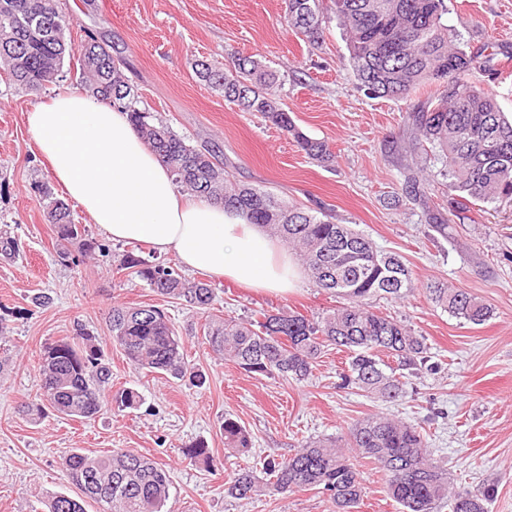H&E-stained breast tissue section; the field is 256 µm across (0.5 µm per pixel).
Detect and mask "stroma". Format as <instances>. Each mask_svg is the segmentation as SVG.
Here are the masks:
<instances>
[{
	"label": "stroma",
	"mask_w": 512,
	"mask_h": 512,
	"mask_svg": "<svg viewBox=\"0 0 512 512\" xmlns=\"http://www.w3.org/2000/svg\"><path fill=\"white\" fill-rule=\"evenodd\" d=\"M447 25L457 44L475 50L495 44L498 56L478 62L469 79L491 92L512 117V0H447ZM70 17L73 51L62 78L38 93L0 78V232L20 242L12 260L0 259V512H47L55 494L77 497L60 470L72 450H136L165 464L169 512H336L328 495L312 488L288 496L250 500L228 496L234 474L263 477V464L294 454L306 442L348 440L351 427L385 412L421 426L433 461L454 488H490L488 512H512V203L456 206L448 178L432 155L414 150L408 115L427 97H367L348 63L336 20L317 41L290 27L285 0H59ZM111 46L147 108L192 142H218L224 167L237 182L272 191L284 201L325 212L333 222L362 231L381 250L401 255L416 285L401 300L379 298L373 309L424 337L426 362L404 377L403 396L383 403L357 389L341 388L348 354L326 350L309 378L297 382L253 375L215 359L203 342L207 316L240 318L287 308L316 316L341 306L335 294L301 275L285 296L213 280L209 314L162 297L138 277L121 271L128 252L152 253L149 243L115 242L71 203L76 223L101 244L60 264L57 240L37 191L54 185L38 155L26 114L58 92L75 87L80 73L75 46L87 34ZM257 55L281 79L279 93L296 125L327 143L335 155L323 167L299 151L292 136L257 113L226 105L195 77L198 59L231 62ZM420 181L407 193L408 178ZM448 225L447 235L433 229ZM442 283L480 298L493 314L474 325L437 306L426 287ZM38 295L48 306L35 305ZM163 309L185 340L190 365L206 376L203 386L136 369L111 339L113 302ZM96 336L112 370V388L136 389L135 410L108 405L92 419L22 416L21 402L39 392V360L46 344L73 335ZM232 416L250 432L254 447L239 455L224 447L220 427ZM205 442L212 466L190 462L185 448ZM366 492L353 512H403L384 488L377 464L355 458Z\"/></svg>",
	"instance_id": "stroma-1"
}]
</instances>
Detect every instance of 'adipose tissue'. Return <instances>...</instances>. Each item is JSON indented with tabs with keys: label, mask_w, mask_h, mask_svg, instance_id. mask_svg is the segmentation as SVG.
<instances>
[{
	"label": "adipose tissue",
	"mask_w": 512,
	"mask_h": 512,
	"mask_svg": "<svg viewBox=\"0 0 512 512\" xmlns=\"http://www.w3.org/2000/svg\"><path fill=\"white\" fill-rule=\"evenodd\" d=\"M26 121L55 182L110 239L150 243L186 269L259 292L285 296L294 288L301 270L291 254L223 204L185 201L128 113L67 92Z\"/></svg>",
	"instance_id": "ef3b65f1"
}]
</instances>
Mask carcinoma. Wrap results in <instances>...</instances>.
Here are the masks:
<instances>
[{"label":"carcinoma","instance_id":"cac0c4a2","mask_svg":"<svg viewBox=\"0 0 512 512\" xmlns=\"http://www.w3.org/2000/svg\"><path fill=\"white\" fill-rule=\"evenodd\" d=\"M333 14L346 36L352 73L373 98L400 99L428 83L440 94L409 115L415 144L428 147L448 167V190L465 203L512 200V121L491 93L467 75L476 56L453 43L443 23L446 0H286L288 24L310 40L319 38L327 14ZM70 22L57 0H0V69L6 79L28 91H39L59 78L68 49ZM79 86L94 98L114 100L130 117L145 142L166 162L175 183L187 193L219 201L251 224H259L295 251L316 287L346 300L317 319L285 308L263 311L259 318H211L204 339L212 352L250 374L301 381L307 378L324 349L344 347L351 353L342 385L391 402L404 393L403 371L424 363L421 336L392 316L372 309L371 300L386 295L402 299L414 291L401 256L379 250L371 239L327 215L290 205L271 192L234 182L224 168L219 148L194 144L157 114L141 105L140 96L114 59L111 47L92 35L80 45ZM193 72L201 83L222 94L242 112L262 118L293 136L311 160L330 165L328 145L302 133L279 95L280 80L262 60L240 56L233 68L218 60L197 59ZM48 222L60 248L57 261L71 260L68 245L78 242L86 254L99 244L75 224L69 204L44 192ZM19 254L16 238L0 235V256ZM120 270L144 280L158 294L181 300L207 313L214 299L212 285L188 280L174 266L129 252ZM427 291L453 316L480 325L491 308L458 288L430 286ZM112 342L136 367L149 372L186 376L203 383L201 373L184 359L180 336L164 311L155 306L112 305ZM393 358L385 362L381 355ZM39 402L25 406L29 415L52 410L61 415L91 418L106 401L112 373L103 363L96 337L79 328L75 335L47 345L41 353ZM121 408L135 409L141 397L124 389L115 397ZM224 447L242 455L252 437L232 417L222 424ZM349 447L377 463L388 495L404 512H434L446 500L450 512H486L487 489L451 491L448 474L430 458L418 426L388 414L370 415L350 430ZM185 456L205 464L210 448L198 442ZM60 468L82 497L56 495L48 512H85L86 504L106 505L109 512H167L170 480L164 466L130 449L106 455L77 449L63 457ZM269 481L249 472L237 474L228 494L236 499L269 492L286 495L308 487L326 493L338 512H352L364 495L360 471L343 446L332 439L311 441L296 453L267 463Z\"/></svg>","mask_w":512,"mask_h":512}]
</instances>
